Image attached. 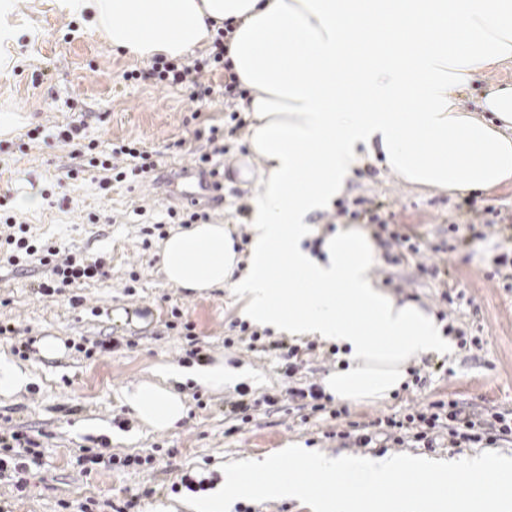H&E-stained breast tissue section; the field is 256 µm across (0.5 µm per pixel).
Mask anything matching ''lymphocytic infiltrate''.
Returning a JSON list of instances; mask_svg holds the SVG:
<instances>
[{
  "label": "lymphocytic infiltrate",
  "instance_id": "obj_1",
  "mask_svg": "<svg viewBox=\"0 0 512 512\" xmlns=\"http://www.w3.org/2000/svg\"><path fill=\"white\" fill-rule=\"evenodd\" d=\"M227 30H218L208 55L192 61L170 60L165 56H155L150 68L145 71L124 72L125 80H150L154 83L185 90L190 100L209 102L214 89L206 77L217 71H225L224 93L228 96L246 97L236 75L231 74L230 63L224 56L228 50L224 43ZM196 139L209 144L206 152L193 155V162L202 175L208 176L214 189H223L224 163L222 158L227 149L223 145L224 132L220 127L211 126L195 131ZM45 148H71L73 154L86 158L83 166L71 168L67 172L69 180H78L86 168L96 169L100 190H109L115 182H142L150 179L160 165L156 152L145 150L139 142L130 141L113 147L110 153L98 152L96 142L84 139L81 127L66 125L59 127L44 143ZM8 195L0 196V225L7 229L0 235V249L4 250L9 264L20 260L37 258L51 272L49 280L40 283L37 291L51 295L61 288L101 275L102 259H89L62 254L60 249L49 243L30 241L26 235V225L16 214L8 211ZM447 430L453 445L476 444L482 441H506L512 443V411L490 407L479 413H471L457 400L433 401L421 407H411L402 415H388L372 421L371 424L351 423L349 429L340 431L343 439H354L361 448L384 439L401 445L412 441L422 447H433L439 430ZM39 441L26 431L14 428L0 430V477H7L17 492H26L30 484V462L36 461L40 453Z\"/></svg>",
  "mask_w": 512,
  "mask_h": 512
}]
</instances>
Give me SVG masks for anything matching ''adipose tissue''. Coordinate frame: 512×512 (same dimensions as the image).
<instances>
[{"instance_id":"ef3b65f1","label":"adipose tissue","mask_w":512,"mask_h":512,"mask_svg":"<svg viewBox=\"0 0 512 512\" xmlns=\"http://www.w3.org/2000/svg\"><path fill=\"white\" fill-rule=\"evenodd\" d=\"M113 48L179 59L234 32L227 56L249 99L247 147L260 158L250 242L235 251L226 224H194L160 252L168 283L195 291L232 285L253 325L344 349L324 381L348 403L383 402L413 360L453 354L436 316L373 275L378 245L359 224L318 237L309 223L356 167L383 157L403 182L447 192L512 183V84L484 91L489 119L464 106L471 83L512 63V0H61ZM292 287L281 292L280 280ZM125 393L141 423L176 427L186 405L173 382Z\"/></svg>"}]
</instances>
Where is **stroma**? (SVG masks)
Listing matches in <instances>:
<instances>
[{
	"label": "stroma",
	"instance_id": "1",
	"mask_svg": "<svg viewBox=\"0 0 512 512\" xmlns=\"http://www.w3.org/2000/svg\"><path fill=\"white\" fill-rule=\"evenodd\" d=\"M18 5L25 33L11 66L0 70V109H20L6 142H19L36 127L48 135L72 123L103 151L122 140L139 141L160 153L163 169L158 183H116L104 192L90 177L66 180V171L76 164L69 149L52 151L36 142L26 153L0 154V190L9 192L12 203L30 194L43 199L37 208L20 211L30 235L62 252L105 261L103 276L53 296L34 291L50 275L38 260L14 266L0 261V320L37 341L84 337L107 346L90 358L71 348L55 357L33 354L26 361L31 384L11 397L0 396V425L8 421L21 430L43 432L28 491L20 497L0 483V512H81L85 507L90 512H163L178 498L172 484L191 469L217 473L227 461L291 444L337 456L359 455V448L336 436L349 421L367 424L417 403L451 398L470 411L489 406L512 410V291L490 278L497 258L512 251V238L490 233L484 224L490 206L512 216V184L451 196L403 183L379 157L356 169L344 195L313 216L321 227L351 223L350 213L363 198L382 205L391 230L419 236L424 250L441 247L448 261L442 280L422 272L417 261H396V249L378 238L375 273L396 295L435 313L447 311V324L482 338L483 347L459 348L443 360L421 357L415 368L425 386L402 389L385 403L349 405L345 419L324 414L303 420L287 388L322 383L335 371L327 358L328 343L300 349L299 372L284 379L275 353L237 342L235 324L242 316L231 288L200 292L172 287L159 265V237L143 235L167 207L183 206V199L170 196L168 181L177 167L189 164V150L206 149L194 131L211 125L224 128L228 154L224 198L210 208L216 223L246 234L249 217L236 207L248 203L257 186L240 180V167L248 165L254 172L263 167L261 160L248 157L247 128H236L223 98L199 105L175 88L124 81V71L147 69L149 60L114 50L77 16L62 11L59 0H19ZM91 213L99 215L98 223H88ZM454 222L459 232H449ZM449 287L464 294L451 308L442 298ZM175 308L193 323V338L169 328ZM228 338L234 339L233 347H225ZM195 343L209 358H223L237 368L239 386L217 393L190 380L177 384L187 408L184 419L168 431L143 429L124 405L123 392L150 379L153 367L181 365ZM241 386L277 395L278 402L258 407L251 421L235 431L224 416V402ZM104 441L114 454L139 455L146 465L82 473L80 449Z\"/></svg>",
	"mask_w": 512,
	"mask_h": 512
}]
</instances>
